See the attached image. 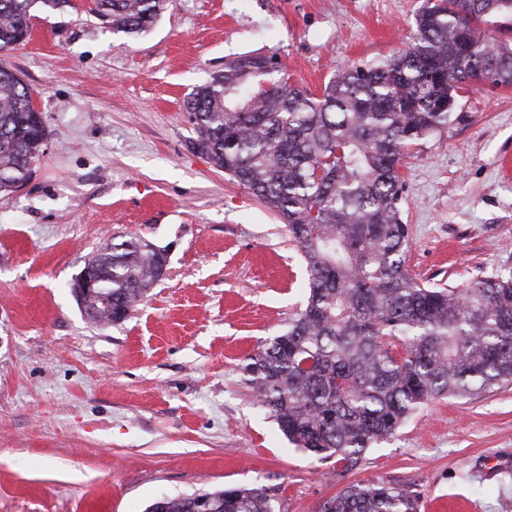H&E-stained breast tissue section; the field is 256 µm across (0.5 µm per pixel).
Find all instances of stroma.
I'll list each match as a JSON object with an SVG mask.
<instances>
[{
	"instance_id": "stroma-1",
	"label": "stroma",
	"mask_w": 512,
	"mask_h": 512,
	"mask_svg": "<svg viewBox=\"0 0 512 512\" xmlns=\"http://www.w3.org/2000/svg\"><path fill=\"white\" fill-rule=\"evenodd\" d=\"M424 0H168L138 37L38 13L0 66L34 91L47 145L0 194V512H144L161 496L264 485L319 512L351 484L435 512H512V385L419 408L353 464L281 433L243 365L288 327L308 274L282 220L195 153L184 100L248 53L312 93L409 42ZM410 147L402 218L419 281L512 272V88L473 90ZM166 249L163 278L101 325L71 290L110 240Z\"/></svg>"
}]
</instances>
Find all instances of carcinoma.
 Segmentation results:
<instances>
[{
  "instance_id": "carcinoma-1",
  "label": "carcinoma",
  "mask_w": 512,
  "mask_h": 512,
  "mask_svg": "<svg viewBox=\"0 0 512 512\" xmlns=\"http://www.w3.org/2000/svg\"><path fill=\"white\" fill-rule=\"evenodd\" d=\"M0 0V50L24 43L36 4ZM167 0H93L88 11L127 34L146 32ZM512 0H426L412 42L340 69L318 95L290 82L280 56L244 54L185 100L194 150L286 224L306 263V303L248 357L246 383L280 431L321 459L350 463L394 436L418 408L512 382V273L462 286L419 282L406 266L401 167L416 142L457 120L444 108L475 87H512V42L490 35ZM33 89L0 67V193L22 187L45 151ZM167 257L137 238L87 264L124 316L159 281ZM276 512L266 486L155 500L145 512ZM320 512H420L406 489L352 484Z\"/></svg>"
}]
</instances>
